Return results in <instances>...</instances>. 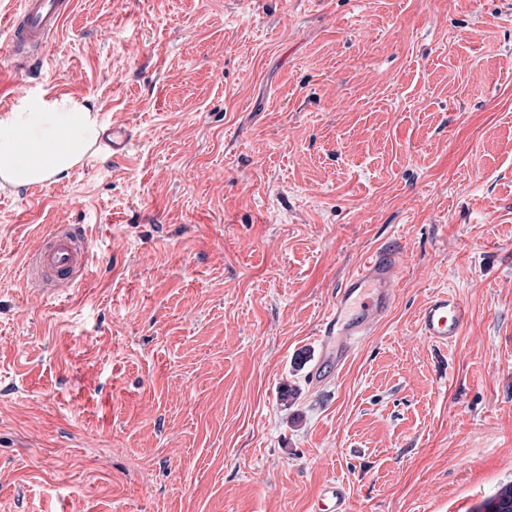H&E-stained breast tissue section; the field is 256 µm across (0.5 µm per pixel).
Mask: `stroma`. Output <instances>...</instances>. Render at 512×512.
<instances>
[{
	"instance_id": "35a3bbf8",
	"label": "stroma",
	"mask_w": 512,
	"mask_h": 512,
	"mask_svg": "<svg viewBox=\"0 0 512 512\" xmlns=\"http://www.w3.org/2000/svg\"><path fill=\"white\" fill-rule=\"evenodd\" d=\"M17 82L136 140L0 200V512H312L334 481L475 512L512 481V0H75L0 111ZM54 224L90 272L38 300ZM387 244L389 316L310 385ZM440 290L469 307L445 347ZM91 249L83 225H56L26 256L25 276L36 298L66 295L87 276ZM404 261L395 245L376 248L340 283L319 330L320 355L308 372L313 385L337 378L360 343L388 317ZM466 303L448 291L433 294L424 305L418 322L420 336L433 345L448 346L461 334L468 321Z\"/></svg>"
}]
</instances>
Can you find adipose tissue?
<instances>
[{
    "instance_id": "ef3b65f1",
    "label": "adipose tissue",
    "mask_w": 512,
    "mask_h": 512,
    "mask_svg": "<svg viewBox=\"0 0 512 512\" xmlns=\"http://www.w3.org/2000/svg\"><path fill=\"white\" fill-rule=\"evenodd\" d=\"M100 129L87 99L25 97L0 114V178L12 186L60 180L95 151Z\"/></svg>"
}]
</instances>
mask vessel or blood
Instances as JSON below:
<instances>
[{"mask_svg":"<svg viewBox=\"0 0 512 512\" xmlns=\"http://www.w3.org/2000/svg\"><path fill=\"white\" fill-rule=\"evenodd\" d=\"M73 6L74 0H18L4 18L10 65L21 70L32 59L44 56ZM90 258L89 236L84 226H53L24 262L33 296L68 294L86 278ZM404 261L397 246L374 249L363 257L357 271L340 283L320 327V355L309 371L313 385L338 377L360 343L388 317ZM468 318L469 309L463 300L440 291L424 305L418 332L428 343L446 346L457 339ZM314 512H352L344 485L334 482L327 486Z\"/></svg>","mask_w":512,"mask_h":512,"instance_id":"b4317fda","label":"vessel or blood"}]
</instances>
